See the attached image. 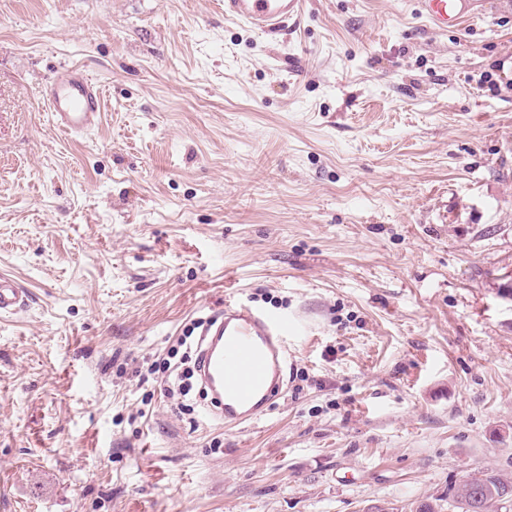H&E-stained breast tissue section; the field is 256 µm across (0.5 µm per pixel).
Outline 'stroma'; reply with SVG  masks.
Segmentation results:
<instances>
[{
  "mask_svg": "<svg viewBox=\"0 0 512 512\" xmlns=\"http://www.w3.org/2000/svg\"><path fill=\"white\" fill-rule=\"evenodd\" d=\"M0 0V512H414L512 479V10ZM103 90L70 138L62 64ZM299 318L227 428L138 372L225 302ZM304 0H224V16L269 33L302 15ZM419 14L431 28L447 32L473 19L483 18L485 0H416ZM54 124L66 135L81 137L101 121L103 107L98 83L81 67L62 65L44 90ZM24 302L22 290L11 279L0 275V314L14 313Z\"/></svg>",
  "mask_w": 512,
  "mask_h": 512,
  "instance_id": "obj_1",
  "label": "stroma"
}]
</instances>
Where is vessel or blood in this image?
<instances>
[{
    "label": "vessel or blood",
    "mask_w": 512,
    "mask_h": 512,
    "mask_svg": "<svg viewBox=\"0 0 512 512\" xmlns=\"http://www.w3.org/2000/svg\"><path fill=\"white\" fill-rule=\"evenodd\" d=\"M304 0H224V15L254 30L276 31L302 14ZM485 0H417L418 12L437 31L458 29L483 18ZM55 125L66 135L88 134L101 121L98 83L81 67L61 66L44 90ZM24 294L0 275V314L17 311ZM296 318L228 302L221 316L205 322L196 370L208 402L205 413L231 428L253 421L280 394L284 346Z\"/></svg>",
    "instance_id": "vessel-or-blood-1"
}]
</instances>
